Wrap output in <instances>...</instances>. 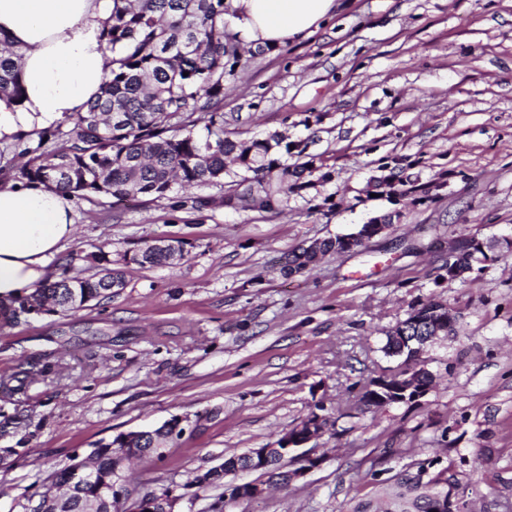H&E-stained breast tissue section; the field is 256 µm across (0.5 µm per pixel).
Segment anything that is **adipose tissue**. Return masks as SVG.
I'll use <instances>...</instances> for the list:
<instances>
[{
    "instance_id": "1",
    "label": "adipose tissue",
    "mask_w": 512,
    "mask_h": 512,
    "mask_svg": "<svg viewBox=\"0 0 512 512\" xmlns=\"http://www.w3.org/2000/svg\"><path fill=\"white\" fill-rule=\"evenodd\" d=\"M109 0H0V37L21 54L24 100L0 98V140L87 109L110 69L100 32ZM245 44L312 35L336 0H233ZM72 196L39 184L0 185V304L50 282L49 264L75 234Z\"/></svg>"
}]
</instances>
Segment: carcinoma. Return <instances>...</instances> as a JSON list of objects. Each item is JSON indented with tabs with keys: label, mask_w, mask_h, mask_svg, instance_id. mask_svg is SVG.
Listing matches in <instances>:
<instances>
[{
	"label": "carcinoma",
	"mask_w": 512,
	"mask_h": 512,
	"mask_svg": "<svg viewBox=\"0 0 512 512\" xmlns=\"http://www.w3.org/2000/svg\"><path fill=\"white\" fill-rule=\"evenodd\" d=\"M232 0H112L111 13L101 30L112 68L100 93L83 113L66 115L55 128L20 132L9 145L24 159L17 178L27 184L62 188L83 198L104 195L113 204L139 197L167 199L182 206L176 188H224L227 208H258L279 213L291 197H303L318 180L331 182L335 170L321 157L306 152L300 141L274 131L264 138H242L224 132V81L235 76L244 43L234 32ZM19 54L0 37V96L20 103L24 96ZM204 131L198 132L199 123ZM401 202L419 205L427 199L426 185L409 178L397 181ZM341 252L339 238L322 240L319 252L302 248L284 257L285 272H302L319 257ZM185 253V243L142 247L131 261L145 267L164 266ZM97 271L89 277H70L45 284L0 308V323H16L17 309L47 312L77 311L92 301L112 296V283L125 286L123 274L108 267L101 251ZM444 303L430 299L408 318L424 322ZM400 326L386 333L383 350L390 357L416 360L426 346L422 340L399 338ZM17 375L0 377V394L24 391ZM144 442L125 443L120 433L95 444L82 460L73 456L51 474L61 492L42 498V510L70 512H128L126 479L116 473L115 449L123 460L161 457L152 443L177 444L181 431L172 421L145 431ZM91 466L86 480L74 477L76 463ZM450 467L428 459L380 484L376 497L359 501L348 512H432L434 496L448 490ZM288 461L275 459L265 471L268 480L288 486Z\"/></svg>",
	"instance_id": "1"
}]
</instances>
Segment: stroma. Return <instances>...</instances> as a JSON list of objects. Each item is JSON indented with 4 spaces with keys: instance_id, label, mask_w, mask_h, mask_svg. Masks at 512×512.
<instances>
[{
    "instance_id": "obj_1",
    "label": "stroma",
    "mask_w": 512,
    "mask_h": 512,
    "mask_svg": "<svg viewBox=\"0 0 512 512\" xmlns=\"http://www.w3.org/2000/svg\"><path fill=\"white\" fill-rule=\"evenodd\" d=\"M224 126L247 137L287 130L336 170L317 186L335 206L282 214L139 199L74 198L75 234L50 262L86 277L105 251L125 286L112 298L0 329V375L28 373L0 397V512H22L51 472L120 433L177 417L185 434L128 471L141 496L170 486L175 512H346L380 480L436 457L456 472L468 512L512 504V253L462 280L436 282L448 245L512 238V0H339L311 38L244 56L224 90ZM428 183V202L354 250L287 277L284 254L358 231L393 210L367 197L384 157ZM184 241L183 259L140 266L145 244ZM457 314L422 353L435 377L417 404L375 411L361 385L400 360L386 331L427 299ZM328 419L305 450L321 464L259 500L223 498L197 474L270 448L311 412Z\"/></svg>"
}]
</instances>
